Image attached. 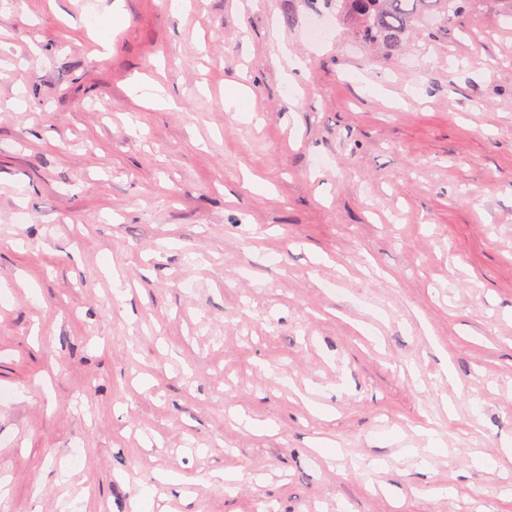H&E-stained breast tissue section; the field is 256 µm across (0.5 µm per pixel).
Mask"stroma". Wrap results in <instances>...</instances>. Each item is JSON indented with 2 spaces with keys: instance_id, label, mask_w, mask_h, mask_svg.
Instances as JSON below:
<instances>
[{
  "instance_id": "stroma-1",
  "label": "stroma",
  "mask_w": 512,
  "mask_h": 512,
  "mask_svg": "<svg viewBox=\"0 0 512 512\" xmlns=\"http://www.w3.org/2000/svg\"><path fill=\"white\" fill-rule=\"evenodd\" d=\"M335 14L0 0V512H512V19Z\"/></svg>"
}]
</instances>
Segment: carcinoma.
Segmentation results:
<instances>
[{
  "mask_svg": "<svg viewBox=\"0 0 512 512\" xmlns=\"http://www.w3.org/2000/svg\"><path fill=\"white\" fill-rule=\"evenodd\" d=\"M484 0H336V16L351 37L365 44L400 51L409 33L438 12L443 20L474 11Z\"/></svg>",
  "mask_w": 512,
  "mask_h": 512,
  "instance_id": "cac0c4a2",
  "label": "carcinoma"
}]
</instances>
